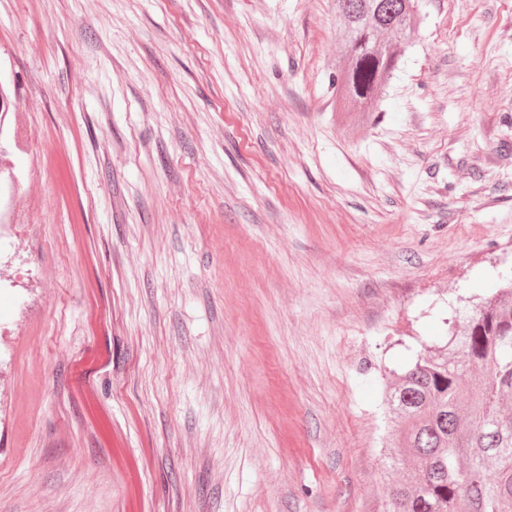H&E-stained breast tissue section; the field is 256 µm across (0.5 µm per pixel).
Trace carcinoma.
I'll use <instances>...</instances> for the list:
<instances>
[{"label": "carcinoma", "mask_w": 512, "mask_h": 512, "mask_svg": "<svg viewBox=\"0 0 512 512\" xmlns=\"http://www.w3.org/2000/svg\"><path fill=\"white\" fill-rule=\"evenodd\" d=\"M344 66L336 94L347 115L371 112L417 23L416 0H335ZM444 344L384 387L398 420L392 464L415 474L390 486L388 512H512V279Z\"/></svg>", "instance_id": "carcinoma-1"}]
</instances>
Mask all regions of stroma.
I'll return each instance as SVG.
<instances>
[{"instance_id":"stroma-1","label":"stroma","mask_w":512,"mask_h":512,"mask_svg":"<svg viewBox=\"0 0 512 512\" xmlns=\"http://www.w3.org/2000/svg\"><path fill=\"white\" fill-rule=\"evenodd\" d=\"M0 0V512H384L378 392L512 270V0ZM343 29L344 66L336 94L344 114L371 112L401 60L408 32L417 23L415 0H335Z\"/></svg>"}]
</instances>
